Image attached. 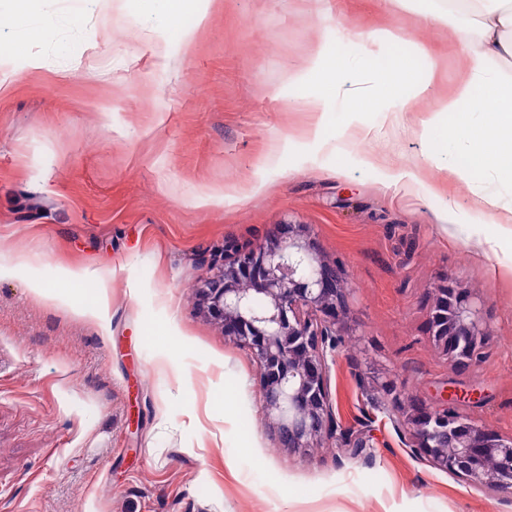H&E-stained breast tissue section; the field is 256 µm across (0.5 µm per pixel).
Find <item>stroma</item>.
<instances>
[{
	"instance_id": "stroma-1",
	"label": "stroma",
	"mask_w": 512,
	"mask_h": 512,
	"mask_svg": "<svg viewBox=\"0 0 512 512\" xmlns=\"http://www.w3.org/2000/svg\"><path fill=\"white\" fill-rule=\"evenodd\" d=\"M197 7L179 32L137 0L94 13L106 79L80 21L0 59V512H512L417 458L388 417L456 379L485 393L468 417L512 436V242L475 194L482 173L456 177L427 123L462 49L428 22L430 0H210L201 28ZM390 25L429 79L416 111L334 106L307 136L311 48L330 41L369 87L367 37ZM409 169L418 181L393 182ZM214 187L223 198L200 204ZM287 222L346 271L329 386L340 426L373 432L356 457L278 447L250 351L199 306L225 246L259 247ZM20 252L36 263L15 265ZM75 268L103 270L108 330L71 315L94 293ZM440 285L478 298L489 328L462 375L429 334Z\"/></svg>"
}]
</instances>
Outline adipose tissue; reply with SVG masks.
I'll use <instances>...</instances> for the list:
<instances>
[{"label": "adipose tissue", "instance_id": "obj_1", "mask_svg": "<svg viewBox=\"0 0 512 512\" xmlns=\"http://www.w3.org/2000/svg\"><path fill=\"white\" fill-rule=\"evenodd\" d=\"M431 22L444 25L457 17L453 35L461 45L472 46L464 72L451 93L438 99L434 115H454V125L442 129L441 144L456 145L461 170L477 168L491 181L483 186L490 207H498L502 194L512 195V0H436ZM374 49L366 61L376 75L374 96L343 92L341 75L346 62L329 43L316 45L307 59L317 74L322 91L308 108L324 112L330 101H339L344 111L366 110L373 98H389L399 112L411 111L413 96L422 94L424 84L414 57L384 56V48L404 43L406 33L398 27L375 30L369 37ZM72 279L94 280L97 288L91 303L72 307L75 318L106 326L108 294L103 276L95 269L72 271Z\"/></svg>", "mask_w": 512, "mask_h": 512}]
</instances>
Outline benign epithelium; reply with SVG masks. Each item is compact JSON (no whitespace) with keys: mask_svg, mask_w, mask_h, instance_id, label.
Listing matches in <instances>:
<instances>
[{"mask_svg":"<svg viewBox=\"0 0 512 512\" xmlns=\"http://www.w3.org/2000/svg\"><path fill=\"white\" fill-rule=\"evenodd\" d=\"M345 270L322 258L304 224H272L257 249L224 250L218 272L197 288L203 311L224 335L246 345L258 369L263 408L279 445L304 452L339 441L358 455L367 440L339 430L329 387L347 310ZM428 327L458 372L483 357L488 331L471 292L437 288ZM478 389L446 386L432 404L412 402L391 417L416 455L493 495L512 497V437L461 411Z\"/></svg>","mask_w":512,"mask_h":512,"instance_id":"obj_1","label":"benign epithelium"}]
</instances>
